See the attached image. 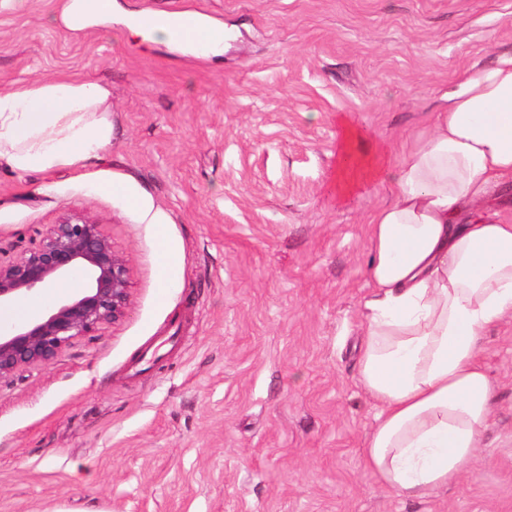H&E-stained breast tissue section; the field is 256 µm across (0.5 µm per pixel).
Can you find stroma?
<instances>
[{
	"instance_id": "stroma-1",
	"label": "stroma",
	"mask_w": 512,
	"mask_h": 512,
	"mask_svg": "<svg viewBox=\"0 0 512 512\" xmlns=\"http://www.w3.org/2000/svg\"><path fill=\"white\" fill-rule=\"evenodd\" d=\"M58 2L0 11V87L104 85L112 143L80 169L0 165V258L87 215L130 305L0 381V512H512V322L480 338L494 413L461 483L410 499L365 469L367 216L393 186L336 192L346 129L399 158L461 70L512 50V0H115L209 15L218 57L68 30Z\"/></svg>"
}]
</instances>
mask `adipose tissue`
<instances>
[{
	"instance_id": "adipose-tissue-1",
	"label": "adipose tissue",
	"mask_w": 512,
	"mask_h": 512,
	"mask_svg": "<svg viewBox=\"0 0 512 512\" xmlns=\"http://www.w3.org/2000/svg\"><path fill=\"white\" fill-rule=\"evenodd\" d=\"M153 39L205 56L224 29L185 40L154 16ZM109 90L55 78L0 89V161L20 171L77 168L112 143ZM432 127L398 164L387 148L342 153L340 193L389 178L368 216L366 321L358 380L379 408L364 466L379 486L424 499L458 485L492 414L479 340L512 319V51L464 68Z\"/></svg>"
}]
</instances>
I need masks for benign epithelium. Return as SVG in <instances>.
<instances>
[{"label": "benign epithelium", "mask_w": 512, "mask_h": 512, "mask_svg": "<svg viewBox=\"0 0 512 512\" xmlns=\"http://www.w3.org/2000/svg\"><path fill=\"white\" fill-rule=\"evenodd\" d=\"M76 275L82 287L60 297L38 319L0 330V380L49 364L74 339L121 319L130 302L123 256L101 225L87 217L66 215L38 244L0 260V309Z\"/></svg>", "instance_id": "1"}]
</instances>
